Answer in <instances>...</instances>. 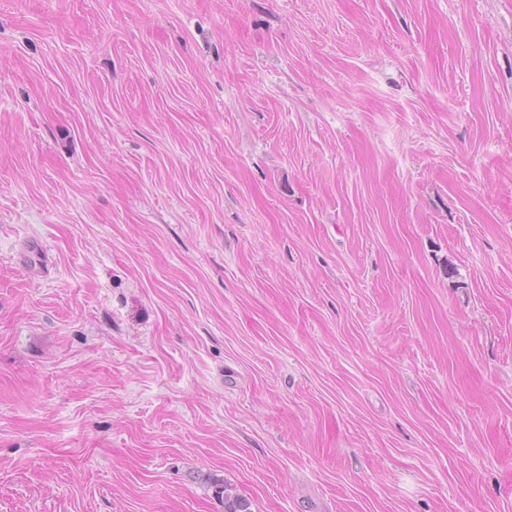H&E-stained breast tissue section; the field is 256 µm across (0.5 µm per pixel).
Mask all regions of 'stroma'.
Returning <instances> with one entry per match:
<instances>
[{
  "label": "stroma",
  "instance_id": "obj_1",
  "mask_svg": "<svg viewBox=\"0 0 512 512\" xmlns=\"http://www.w3.org/2000/svg\"><path fill=\"white\" fill-rule=\"evenodd\" d=\"M512 512V0H0V512ZM224 500V512H251L249 503L242 498L231 485L224 483L215 491Z\"/></svg>",
  "mask_w": 512,
  "mask_h": 512
}]
</instances>
